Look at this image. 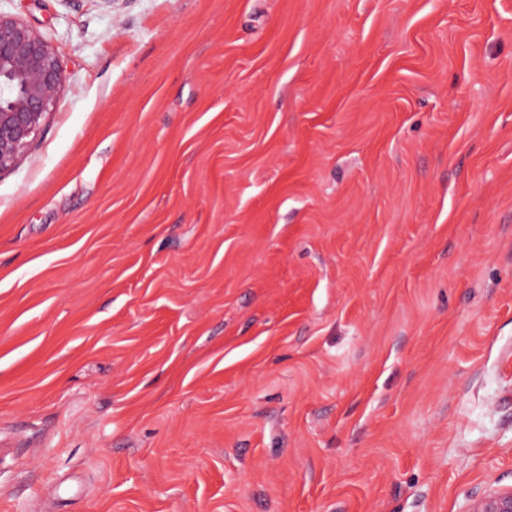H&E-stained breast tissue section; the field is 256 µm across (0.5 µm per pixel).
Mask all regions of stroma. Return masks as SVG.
<instances>
[{
  "label": "stroma",
  "mask_w": 512,
  "mask_h": 512,
  "mask_svg": "<svg viewBox=\"0 0 512 512\" xmlns=\"http://www.w3.org/2000/svg\"><path fill=\"white\" fill-rule=\"evenodd\" d=\"M0 512H464L512 486V0H0ZM57 50L34 29L0 13V173L26 158L63 86Z\"/></svg>",
  "instance_id": "35a3bbf8"
}]
</instances>
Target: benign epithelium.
Here are the masks:
<instances>
[{
	"label": "benign epithelium",
	"mask_w": 512,
	"mask_h": 512,
	"mask_svg": "<svg viewBox=\"0 0 512 512\" xmlns=\"http://www.w3.org/2000/svg\"><path fill=\"white\" fill-rule=\"evenodd\" d=\"M57 50L25 23L0 13V173L26 158L63 86ZM464 512H512V487L487 486Z\"/></svg>",
	"instance_id": "1"
}]
</instances>
